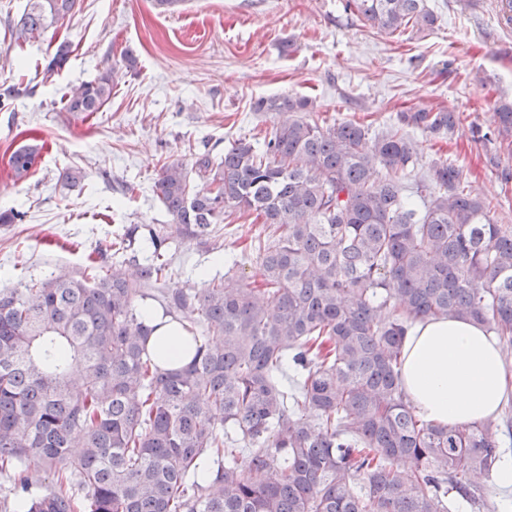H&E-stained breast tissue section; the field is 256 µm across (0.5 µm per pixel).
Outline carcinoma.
I'll list each match as a JSON object with an SVG mask.
<instances>
[{"label": "carcinoma", "mask_w": 512, "mask_h": 512, "mask_svg": "<svg viewBox=\"0 0 512 512\" xmlns=\"http://www.w3.org/2000/svg\"><path fill=\"white\" fill-rule=\"evenodd\" d=\"M428 0H347L389 35L430 30ZM75 0H26L19 45L57 29ZM112 69L70 88L64 110L93 115ZM263 141L240 138L189 164L163 165L155 193L169 223L132 228L72 274L0 289V474L22 490L0 512H451L452 493L487 506L472 478L498 469L491 422L437 425L401 386L409 328L479 322L512 357V224L438 161L405 194L417 153L401 129L454 132V112L409 110L367 144L368 128L318 124L308 98ZM512 138V101L497 104ZM34 173L26 147L8 160ZM234 211L266 225L254 274L200 290L169 288V240L203 239ZM152 299L193 353L181 369L148 353ZM82 448L74 457L70 449ZM44 473L46 485L33 480Z\"/></svg>", "instance_id": "obj_1"}]
</instances>
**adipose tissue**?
Here are the masks:
<instances>
[{"mask_svg": "<svg viewBox=\"0 0 512 512\" xmlns=\"http://www.w3.org/2000/svg\"><path fill=\"white\" fill-rule=\"evenodd\" d=\"M153 326L150 344L166 343L170 367L190 361L175 335L178 325L152 307L140 308ZM402 384L424 419L439 425H465L495 418L512 391L496 341L484 327L462 318H430L417 322L404 344Z\"/></svg>", "mask_w": 512, "mask_h": 512, "instance_id": "adipose-tissue-1", "label": "adipose tissue"}]
</instances>
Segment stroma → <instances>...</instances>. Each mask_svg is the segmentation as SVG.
Segmentation results:
<instances>
[{
    "mask_svg": "<svg viewBox=\"0 0 512 512\" xmlns=\"http://www.w3.org/2000/svg\"><path fill=\"white\" fill-rule=\"evenodd\" d=\"M432 30L392 37L347 10L346 0H76L63 26L16 45L11 30L24 0H0V287L79 270L113 237L168 218L154 193L165 163L239 138L262 139L275 116L263 97L312 100L314 118L385 133L398 112L447 109L460 116L450 139L411 128L416 179L435 161L462 167L472 194L512 224V143L497 139L495 105L512 100V26L501 0H428ZM67 64L46 74L60 42ZM113 71L112 98L86 117L63 109L68 87ZM43 146L33 175L15 181L8 160L21 145ZM83 172L76 186L65 171ZM259 230L234 214L211 245H171L174 288H204L227 258L245 271Z\"/></svg>",
    "mask_w": 512,
    "mask_h": 512,
    "instance_id": "stroma-1",
    "label": "stroma"
}]
</instances>
